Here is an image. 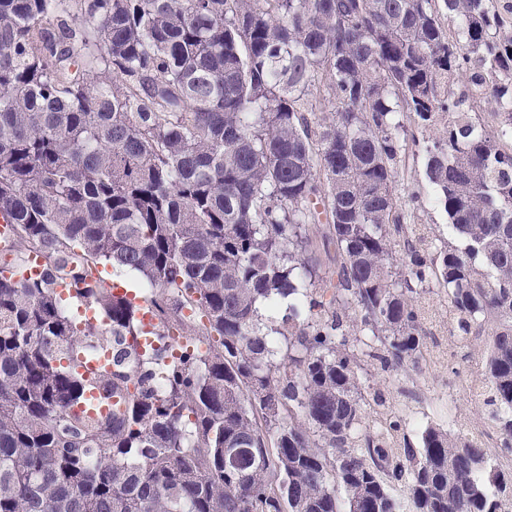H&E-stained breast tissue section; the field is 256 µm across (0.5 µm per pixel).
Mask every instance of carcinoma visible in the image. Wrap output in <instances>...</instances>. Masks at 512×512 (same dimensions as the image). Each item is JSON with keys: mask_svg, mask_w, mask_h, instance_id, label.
<instances>
[{"mask_svg": "<svg viewBox=\"0 0 512 512\" xmlns=\"http://www.w3.org/2000/svg\"><path fill=\"white\" fill-rule=\"evenodd\" d=\"M411 148L428 193L400 205ZM0 216V512H512L484 440L369 423L361 374L417 369L437 285L512 434L509 0H0ZM100 265L155 291L156 346ZM185 309L210 343L171 357ZM420 219L421 221L419 222L421 224H431L437 235L440 234L445 241L452 243L453 245H461V241L458 237L448 234L446 218L438 209L429 208L425 212H421Z\"/></svg>", "mask_w": 512, "mask_h": 512, "instance_id": "obj_1", "label": "carcinoma"}]
</instances>
